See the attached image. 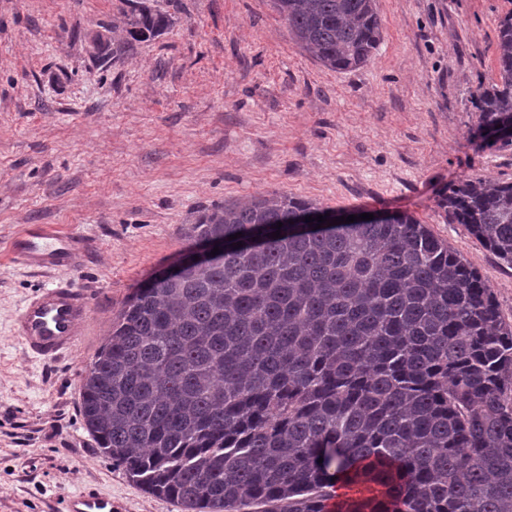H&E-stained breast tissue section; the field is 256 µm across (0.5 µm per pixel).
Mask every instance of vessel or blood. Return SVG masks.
<instances>
[{"instance_id":"vessel-or-blood-1","label":"vessel or blood","mask_w":512,"mask_h":512,"mask_svg":"<svg viewBox=\"0 0 512 512\" xmlns=\"http://www.w3.org/2000/svg\"><path fill=\"white\" fill-rule=\"evenodd\" d=\"M86 249L80 233H61L45 224H31L11 244L14 262L46 269L73 266ZM91 319L88 298L77 288L58 281L39 289L21 307L13 334L37 359H53L75 350ZM66 512H115L109 497L91 493L68 496Z\"/></svg>"}]
</instances>
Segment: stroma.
I'll use <instances>...</instances> for the list:
<instances>
[{
    "mask_svg": "<svg viewBox=\"0 0 512 512\" xmlns=\"http://www.w3.org/2000/svg\"><path fill=\"white\" fill-rule=\"evenodd\" d=\"M173 25L110 67L125 0H0V512H65L92 490L121 512H184L113 465L80 413L86 366L124 301L188 244L198 212L272 192L405 212L475 268L512 324V268L440 207L462 178L512 182V145L479 144L472 94L497 71L512 0H377L381 40L356 68L323 66L272 0H158ZM30 224L76 231L71 274L92 317L80 346L32 358L14 336L59 279L15 263Z\"/></svg>",
    "mask_w": 512,
    "mask_h": 512,
    "instance_id": "35a3bbf8",
    "label": "stroma"
}]
</instances>
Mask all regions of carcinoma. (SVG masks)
I'll return each instance as SVG.
<instances>
[{
  "label": "carcinoma",
  "mask_w": 512,
  "mask_h": 512,
  "mask_svg": "<svg viewBox=\"0 0 512 512\" xmlns=\"http://www.w3.org/2000/svg\"><path fill=\"white\" fill-rule=\"evenodd\" d=\"M272 2L329 69L380 42L376 0ZM172 24L132 0L96 60ZM473 99L478 137L511 144L512 11ZM441 207L512 268V182L461 179ZM326 213L357 210L273 192L199 215L190 249L219 254L127 299L81 380L86 429L186 512H512V325L493 290L408 214L291 232Z\"/></svg>",
  "instance_id": "1"
}]
</instances>
